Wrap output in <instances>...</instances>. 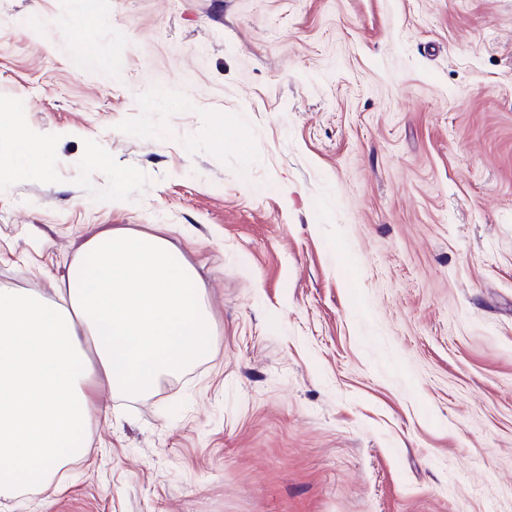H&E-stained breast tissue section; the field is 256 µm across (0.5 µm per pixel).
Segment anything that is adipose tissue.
<instances>
[{
  "label": "adipose tissue",
  "mask_w": 512,
  "mask_h": 512,
  "mask_svg": "<svg viewBox=\"0 0 512 512\" xmlns=\"http://www.w3.org/2000/svg\"><path fill=\"white\" fill-rule=\"evenodd\" d=\"M195 269L163 236H87L52 293L0 289V495L45 487L97 383L132 397L204 355L216 331Z\"/></svg>",
  "instance_id": "1"
}]
</instances>
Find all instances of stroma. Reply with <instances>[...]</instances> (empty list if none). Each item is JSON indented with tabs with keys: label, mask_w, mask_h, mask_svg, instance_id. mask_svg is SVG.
<instances>
[{
	"label": "stroma",
	"mask_w": 512,
	"mask_h": 512,
	"mask_svg": "<svg viewBox=\"0 0 512 512\" xmlns=\"http://www.w3.org/2000/svg\"><path fill=\"white\" fill-rule=\"evenodd\" d=\"M1 166L0 288L155 233L217 341L0 512H512V0H0Z\"/></svg>",
	"instance_id": "35a3bbf8"
}]
</instances>
